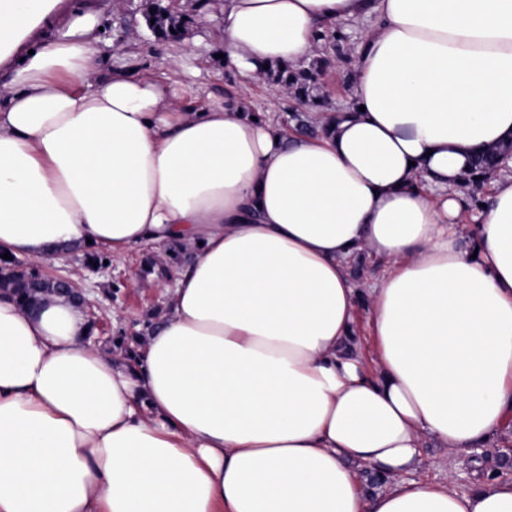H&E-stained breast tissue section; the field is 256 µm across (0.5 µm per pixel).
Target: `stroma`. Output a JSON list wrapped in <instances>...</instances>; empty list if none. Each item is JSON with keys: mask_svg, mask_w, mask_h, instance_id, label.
Returning a JSON list of instances; mask_svg holds the SVG:
<instances>
[{"mask_svg": "<svg viewBox=\"0 0 512 512\" xmlns=\"http://www.w3.org/2000/svg\"><path fill=\"white\" fill-rule=\"evenodd\" d=\"M88 4L103 17L100 36L111 44L113 66L187 88L183 105L189 110L242 95L240 75L218 56L221 0L204 7L197 0H181L182 9L201 11L202 17L184 41L164 45L158 44L141 23L142 0H88ZM124 21L135 24L136 30L118 44L114 34ZM275 95V88L261 79L252 84L249 95L242 96L247 109L270 111L277 118H285L284 107L273 103ZM152 254V249L136 248L113 259L111 273L86 275L87 290L98 305L97 315L113 339L119 340L123 353L128 350L127 338L141 331L147 314L163 308L166 293L174 285L173 279L143 274L144 261ZM113 284L119 287L114 294L109 291ZM511 477L512 415L482 448L451 452L434 441L423 440L419 461L406 475L410 482H432L460 492L471 491L489 479Z\"/></svg>", "mask_w": 512, "mask_h": 512, "instance_id": "obj_1", "label": "stroma"}]
</instances>
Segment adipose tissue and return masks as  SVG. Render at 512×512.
<instances>
[{
	"mask_svg": "<svg viewBox=\"0 0 512 512\" xmlns=\"http://www.w3.org/2000/svg\"><path fill=\"white\" fill-rule=\"evenodd\" d=\"M0 0V254L190 252L136 362L64 296L0 292V512H512V478L408 483L512 413V168L466 236L462 176L512 140V0H224L244 81L337 24L351 108L308 137L113 67L100 15ZM369 294L355 350L347 262ZM389 482L367 495L358 468ZM385 271V265L366 255H360L349 264V273L354 282H373L381 277Z\"/></svg>",
	"mask_w": 512,
	"mask_h": 512,
	"instance_id": "obj_1",
	"label": "adipose tissue"
}]
</instances>
